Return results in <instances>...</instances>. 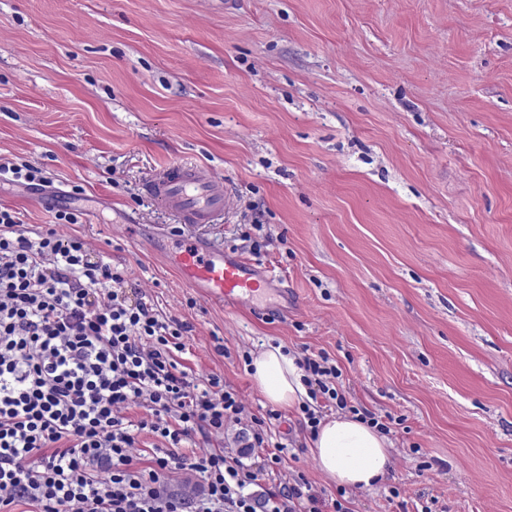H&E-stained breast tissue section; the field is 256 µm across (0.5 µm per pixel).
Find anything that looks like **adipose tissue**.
Segmentation results:
<instances>
[{
	"label": "adipose tissue",
	"instance_id": "obj_1",
	"mask_svg": "<svg viewBox=\"0 0 512 512\" xmlns=\"http://www.w3.org/2000/svg\"><path fill=\"white\" fill-rule=\"evenodd\" d=\"M251 376L262 395L280 406H294L307 397L293 355L277 345H267L254 355ZM321 472L337 486L370 488L390 470L386 437L349 414L322 421L313 441Z\"/></svg>",
	"mask_w": 512,
	"mask_h": 512
}]
</instances>
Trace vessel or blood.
I'll use <instances>...</instances> for the list:
<instances>
[{
  "label": "vessel or blood",
  "instance_id": "b4317fda",
  "mask_svg": "<svg viewBox=\"0 0 512 512\" xmlns=\"http://www.w3.org/2000/svg\"><path fill=\"white\" fill-rule=\"evenodd\" d=\"M146 192L178 218L185 231L168 263L182 280L205 299L257 311L266 275L253 263L214 248L195 229L224 217L229 196L224 181L203 165L176 164L155 173L144 184Z\"/></svg>",
  "mask_w": 512,
  "mask_h": 512
}]
</instances>
